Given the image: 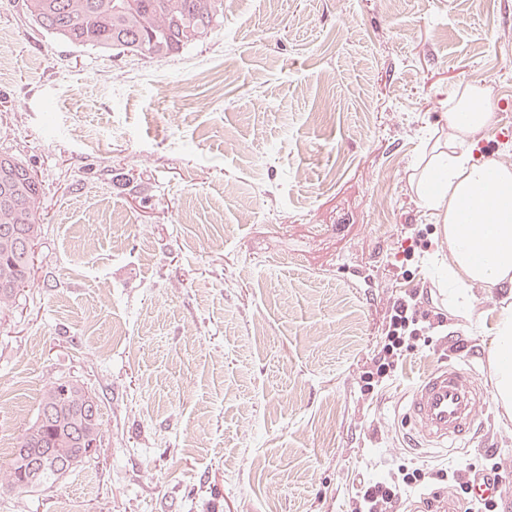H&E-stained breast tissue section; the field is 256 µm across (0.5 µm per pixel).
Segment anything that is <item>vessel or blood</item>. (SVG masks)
<instances>
[{
    "instance_id": "vessel-or-blood-1",
    "label": "vessel or blood",
    "mask_w": 512,
    "mask_h": 512,
    "mask_svg": "<svg viewBox=\"0 0 512 512\" xmlns=\"http://www.w3.org/2000/svg\"><path fill=\"white\" fill-rule=\"evenodd\" d=\"M488 405L484 387L472 369L448 364L435 368L412 386L406 421L416 447L438 448L448 443L473 439ZM496 486L475 479L466 499L435 491L424 495L426 512H465V503H480L495 496Z\"/></svg>"
}]
</instances>
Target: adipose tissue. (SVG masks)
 Returning a JSON list of instances; mask_svg holds the SVG:
<instances>
[{"mask_svg":"<svg viewBox=\"0 0 512 512\" xmlns=\"http://www.w3.org/2000/svg\"><path fill=\"white\" fill-rule=\"evenodd\" d=\"M494 112L483 87H457L448 98V139L416 179V191L448 243L441 268L459 307L471 301L473 286L512 291V169L481 158L477 133ZM493 395L512 412V302L500 314L488 344Z\"/></svg>","mask_w":512,"mask_h":512,"instance_id":"ef3b65f1","label":"adipose tissue"}]
</instances>
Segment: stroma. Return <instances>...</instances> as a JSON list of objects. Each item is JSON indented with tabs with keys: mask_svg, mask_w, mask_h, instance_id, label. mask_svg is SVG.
Listing matches in <instances>:
<instances>
[{
	"mask_svg": "<svg viewBox=\"0 0 512 512\" xmlns=\"http://www.w3.org/2000/svg\"><path fill=\"white\" fill-rule=\"evenodd\" d=\"M0 153L44 186L31 282L0 309V472L51 382L101 405L94 461L0 512H349L362 481L512 465V417L405 446L410 388L439 364L484 385L498 289L455 307L412 179L475 83L512 167V0H224L204 42L152 60L56 41L0 0ZM425 226L419 245L407 225ZM420 258L399 275L405 249ZM447 318L374 389L397 299Z\"/></svg>",
	"mask_w": 512,
	"mask_h": 512,
	"instance_id": "obj_1",
	"label": "stroma"
}]
</instances>
